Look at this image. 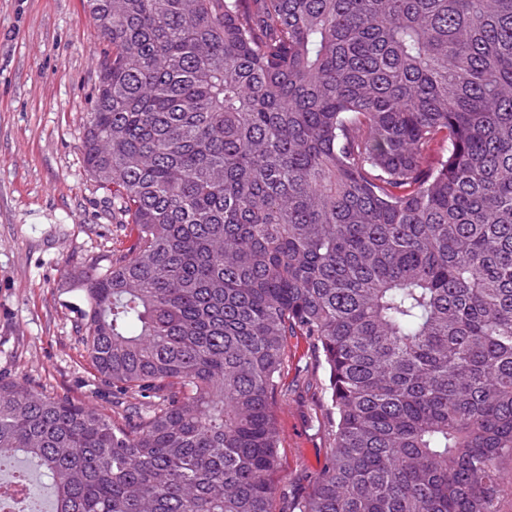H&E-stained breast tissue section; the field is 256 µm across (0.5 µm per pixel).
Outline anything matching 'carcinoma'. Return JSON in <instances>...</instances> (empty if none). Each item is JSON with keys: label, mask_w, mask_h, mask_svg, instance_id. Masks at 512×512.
<instances>
[{"label": "carcinoma", "mask_w": 512, "mask_h": 512, "mask_svg": "<svg viewBox=\"0 0 512 512\" xmlns=\"http://www.w3.org/2000/svg\"><path fill=\"white\" fill-rule=\"evenodd\" d=\"M85 7L83 162L134 234L74 276L112 413L0 378V466L33 461L53 512H277L307 336L327 463L286 512H502L512 0Z\"/></svg>", "instance_id": "obj_1"}]
</instances>
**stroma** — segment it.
Returning a JSON list of instances; mask_svg holds the SVG:
<instances>
[{
  "label": "stroma",
  "instance_id": "35a3bbf8",
  "mask_svg": "<svg viewBox=\"0 0 512 512\" xmlns=\"http://www.w3.org/2000/svg\"><path fill=\"white\" fill-rule=\"evenodd\" d=\"M83 0H0V376L103 409L71 276L130 239L86 172L81 140L102 51ZM326 372L313 342L288 341L274 413L275 484L305 495L326 463Z\"/></svg>",
  "mask_w": 512,
  "mask_h": 512
}]
</instances>
